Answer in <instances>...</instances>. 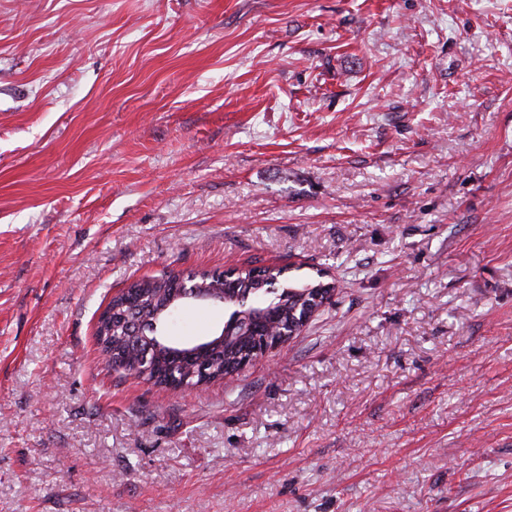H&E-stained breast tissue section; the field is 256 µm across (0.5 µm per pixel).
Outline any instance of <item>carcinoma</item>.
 Instances as JSON below:
<instances>
[{"instance_id": "cac0c4a2", "label": "carcinoma", "mask_w": 512, "mask_h": 512, "mask_svg": "<svg viewBox=\"0 0 512 512\" xmlns=\"http://www.w3.org/2000/svg\"><path fill=\"white\" fill-rule=\"evenodd\" d=\"M283 269L276 266L241 270L230 279L220 271H205L191 278L175 272L144 277L131 291L115 295L98 318L97 341L115 368L136 373L139 352L149 354L146 380L177 388L220 380L235 369L245 349L269 335L287 330L302 319L305 306L336 283L320 279L296 285H278ZM223 301L231 313L219 343L208 341L192 350L176 347L169 334L171 310L188 299L186 283Z\"/></svg>"}]
</instances>
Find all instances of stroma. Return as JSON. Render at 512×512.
Here are the masks:
<instances>
[{"label":"stroma","instance_id":"35a3bbf8","mask_svg":"<svg viewBox=\"0 0 512 512\" xmlns=\"http://www.w3.org/2000/svg\"><path fill=\"white\" fill-rule=\"evenodd\" d=\"M270 265L336 294L243 372L100 359ZM0 512H512V0H0Z\"/></svg>","mask_w":512,"mask_h":512}]
</instances>
